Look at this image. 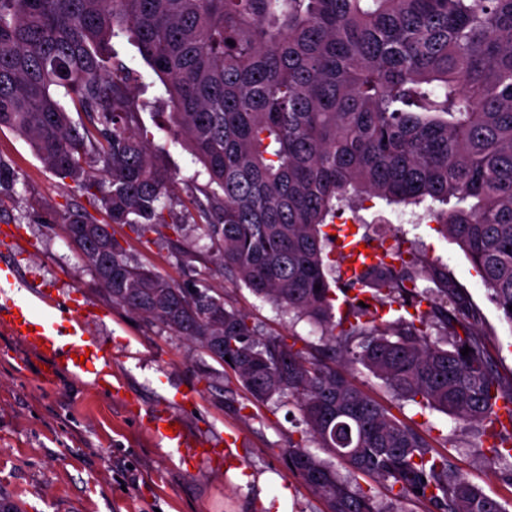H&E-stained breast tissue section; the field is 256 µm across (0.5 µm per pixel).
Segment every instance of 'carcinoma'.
Returning a JSON list of instances; mask_svg holds the SVG:
<instances>
[{"instance_id":"obj_1","label":"carcinoma","mask_w":512,"mask_h":512,"mask_svg":"<svg viewBox=\"0 0 512 512\" xmlns=\"http://www.w3.org/2000/svg\"><path fill=\"white\" fill-rule=\"evenodd\" d=\"M121 34L162 80L167 123L208 174L194 204L224 274L320 328V355L262 334L217 289L138 263L111 232L177 235L182 224L162 203L175 178L109 56ZM3 127L105 211L103 223L64 222L112 303L198 344L254 401L296 402L304 428L288 463L328 512H393L359 474L428 512H508L342 373L359 364L399 400L492 424L504 386L479 311L447 271L398 251V263L379 257L355 275L375 309L351 304L335 318L322 228L366 197L456 199L437 214L440 231L512 324V0H0ZM503 431L488 448L497 461L512 457Z\"/></svg>"}]
</instances>
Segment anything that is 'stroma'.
<instances>
[{"instance_id": "1", "label": "stroma", "mask_w": 512, "mask_h": 512, "mask_svg": "<svg viewBox=\"0 0 512 512\" xmlns=\"http://www.w3.org/2000/svg\"><path fill=\"white\" fill-rule=\"evenodd\" d=\"M112 52L133 71L151 149L176 175L171 204L185 223L178 237L166 229L143 239L127 226L116 227V237L133 259L177 282L203 278L223 290L227 304L262 333L324 348L326 338L306 320L225 277L216 246L197 230L202 218L191 203L206 182L202 165L174 142L162 119L170 109L163 84L126 37L113 39ZM0 163L18 175L14 187L0 188V265L14 266L25 284L46 287L58 302L100 309L103 320L93 334L111 349L112 375L125 391L107 397L87 376L63 370L44 380L46 360L0 329V498L20 512H327L326 503L288 468L284 450L300 428L293 402L284 397L251 403L231 371L197 344L112 304L61 220L68 210L95 213L92 202L64 186L25 139L6 129L0 130ZM442 208L429 199L406 206L375 198L359 210H344L336 221L357 224L370 246L417 251L446 268L479 309L497 369L511 380L512 324L490 300L464 251L437 232L433 214ZM350 377L512 512V485L503 479L508 465L488 463L482 427L395 401L365 368ZM186 388L191 398L181 397ZM159 413L181 416L196 448L181 457L157 440L148 426ZM230 435L237 445L227 454L222 445Z\"/></svg>"}]
</instances>
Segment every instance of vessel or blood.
Segmentation results:
<instances>
[{
  "label": "vessel or blood",
  "instance_id": "obj_1",
  "mask_svg": "<svg viewBox=\"0 0 512 512\" xmlns=\"http://www.w3.org/2000/svg\"><path fill=\"white\" fill-rule=\"evenodd\" d=\"M337 249L343 256L344 276L353 279L362 258H374L375 249L358 254L353 236L344 231L336 235ZM54 300L50 293L34 295L25 292L24 284L13 267L0 266V312L7 318L1 325L28 348L48 360L52 368L64 369L74 374H91L95 377L98 391L111 397L120 396L121 384L115 383L109 370L111 351L91 333V324L96 317L92 306L83 312L49 313ZM176 415L155 416L150 421L152 434L160 438L167 447L179 451L189 447L185 429L179 428Z\"/></svg>",
  "mask_w": 512,
  "mask_h": 512
}]
</instances>
